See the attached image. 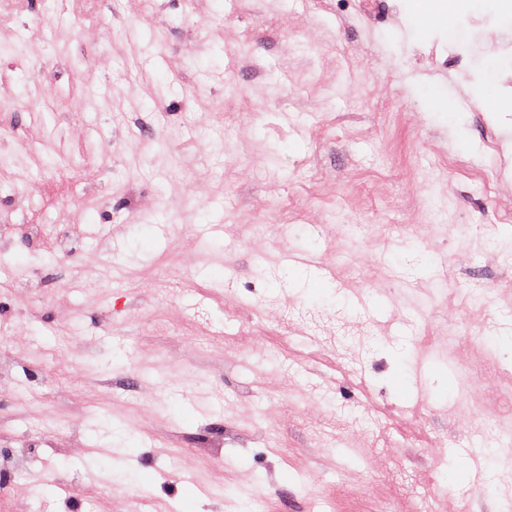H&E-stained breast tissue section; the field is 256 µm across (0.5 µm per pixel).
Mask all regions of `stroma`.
Masks as SVG:
<instances>
[{
    "mask_svg": "<svg viewBox=\"0 0 512 512\" xmlns=\"http://www.w3.org/2000/svg\"><path fill=\"white\" fill-rule=\"evenodd\" d=\"M507 2L432 25L396 0L373 25L355 0H99L93 17L85 0H21L9 39L25 61L0 65L1 119L25 131L0 171L4 221L51 198L45 221L86 229L104 286L44 261L41 288H25L20 247L0 264V326L51 376L36 386L17 362L0 441L22 416L64 438L0 512L38 492L95 512H139L146 495L163 512H238L249 497L259 512H419L437 476L442 512H500L512 469L495 437L512 435V403L490 380L512 356V112L478 103L512 97ZM458 40L463 61L423 71L418 52ZM441 155L451 165L415 178ZM56 164L79 195L37 180ZM284 253L318 257L309 285L275 280ZM452 329L425 363L405 350ZM276 349L286 359L265 360ZM461 368L488 376L467 399L498 412L495 435L452 414ZM229 426L239 444L214 454Z\"/></svg>",
    "mask_w": 512,
    "mask_h": 512,
    "instance_id": "obj_1",
    "label": "stroma"
}]
</instances>
